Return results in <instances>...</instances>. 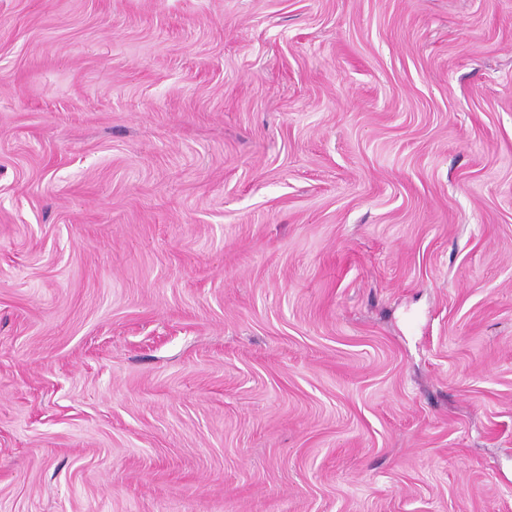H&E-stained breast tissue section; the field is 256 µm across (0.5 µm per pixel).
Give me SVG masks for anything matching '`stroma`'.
I'll return each instance as SVG.
<instances>
[{
  "instance_id": "35a3bbf8",
  "label": "stroma",
  "mask_w": 512,
  "mask_h": 512,
  "mask_svg": "<svg viewBox=\"0 0 512 512\" xmlns=\"http://www.w3.org/2000/svg\"><path fill=\"white\" fill-rule=\"evenodd\" d=\"M0 512H512V0H0Z\"/></svg>"
}]
</instances>
